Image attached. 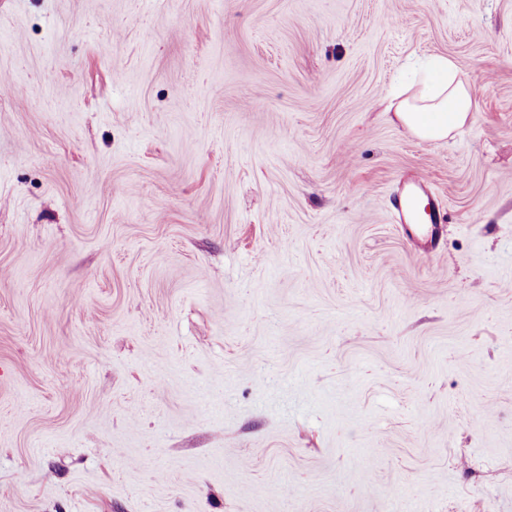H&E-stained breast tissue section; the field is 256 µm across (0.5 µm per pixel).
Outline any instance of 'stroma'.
Segmentation results:
<instances>
[{"label":"stroma","instance_id":"obj_1","mask_svg":"<svg viewBox=\"0 0 512 512\" xmlns=\"http://www.w3.org/2000/svg\"><path fill=\"white\" fill-rule=\"evenodd\" d=\"M0 512H512V0H0ZM434 68L436 79L423 82L417 94L401 100L395 109L399 121L427 141L447 139L468 122L474 106L471 87L456 79L458 69L452 60L438 57ZM411 190L389 199V208L397 224H415L421 219L425 224H446V211L435 195L427 188L425 179L416 173L411 180Z\"/></svg>","mask_w":512,"mask_h":512}]
</instances>
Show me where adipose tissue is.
Returning a JSON list of instances; mask_svg holds the SVG:
<instances>
[{
    "label": "adipose tissue",
    "instance_id": "1",
    "mask_svg": "<svg viewBox=\"0 0 512 512\" xmlns=\"http://www.w3.org/2000/svg\"><path fill=\"white\" fill-rule=\"evenodd\" d=\"M434 68L436 79L423 82L417 94L401 100L395 109L399 121L427 141L447 139L468 122L474 106L472 90L458 79L452 60L438 57Z\"/></svg>",
    "mask_w": 512,
    "mask_h": 512
}]
</instances>
